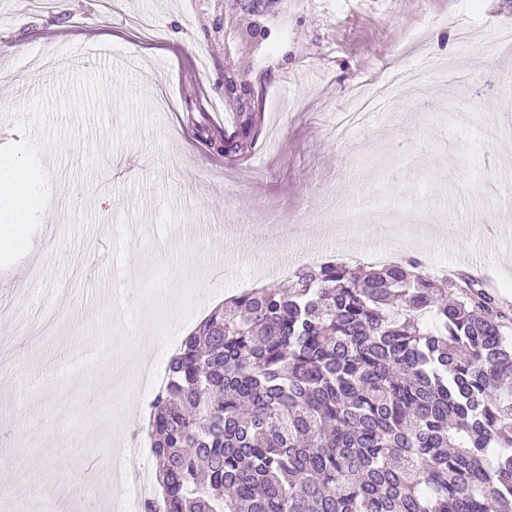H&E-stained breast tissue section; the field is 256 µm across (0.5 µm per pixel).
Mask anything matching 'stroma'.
<instances>
[{"label":"stroma","mask_w":512,"mask_h":512,"mask_svg":"<svg viewBox=\"0 0 512 512\" xmlns=\"http://www.w3.org/2000/svg\"><path fill=\"white\" fill-rule=\"evenodd\" d=\"M509 29L512 0H0V157L45 168L49 204L0 250V340L36 343L0 372V512L37 490L70 512L88 461L142 422L130 331L188 326L250 269L378 243L468 257L512 302ZM94 37L124 71L65 64ZM422 62V90L390 85L391 111L337 136L357 91ZM239 112L277 147L214 153ZM357 201L375 222L334 223ZM18 291L58 321L30 331Z\"/></svg>","instance_id":"1"}]
</instances>
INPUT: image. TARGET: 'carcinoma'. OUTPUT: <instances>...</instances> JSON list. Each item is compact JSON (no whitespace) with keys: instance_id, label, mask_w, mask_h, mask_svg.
Masks as SVG:
<instances>
[{"instance_id":"carcinoma-1","label":"carcinoma","mask_w":512,"mask_h":512,"mask_svg":"<svg viewBox=\"0 0 512 512\" xmlns=\"http://www.w3.org/2000/svg\"><path fill=\"white\" fill-rule=\"evenodd\" d=\"M261 114L211 141L229 161ZM202 318L146 433V512H512V309L409 256L327 260Z\"/></svg>"}]
</instances>
